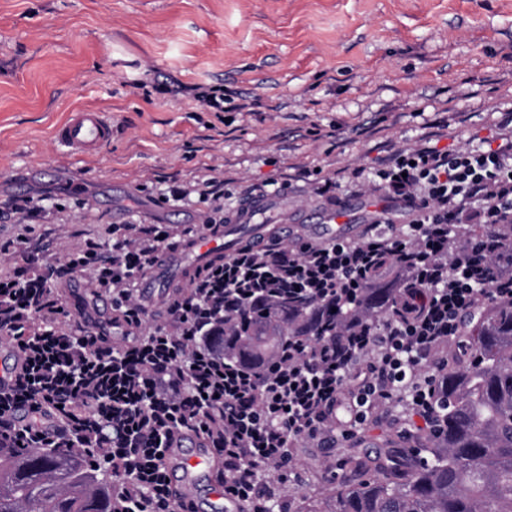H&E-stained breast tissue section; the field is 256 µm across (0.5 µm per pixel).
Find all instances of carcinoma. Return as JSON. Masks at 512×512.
<instances>
[{"mask_svg": "<svg viewBox=\"0 0 512 512\" xmlns=\"http://www.w3.org/2000/svg\"><path fill=\"white\" fill-rule=\"evenodd\" d=\"M69 274L99 275L112 284V250L96 245L63 264ZM391 291L365 292L362 306L388 309ZM306 320L307 304L277 305L279 315L254 305L244 312L240 336L268 358L288 335V307ZM441 397L447 410L437 433L416 448L387 450L349 460L342 486L320 512H512V305L498 306L471 331L455 366L444 373ZM32 443L27 449L0 445V512H112V479L68 450Z\"/></svg>", "mask_w": 512, "mask_h": 512, "instance_id": "obj_1", "label": "carcinoma"}]
</instances>
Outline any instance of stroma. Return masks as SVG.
Wrapping results in <instances>:
<instances>
[{
  "instance_id": "stroma-1",
  "label": "stroma",
  "mask_w": 512,
  "mask_h": 512,
  "mask_svg": "<svg viewBox=\"0 0 512 512\" xmlns=\"http://www.w3.org/2000/svg\"><path fill=\"white\" fill-rule=\"evenodd\" d=\"M220 88L225 117L191 87ZM246 111H236V104ZM100 108L112 144L76 159L53 130L69 113ZM512 108V0H0V279L27 278L124 224H167L184 263L204 221L271 201L264 231L318 224L335 201L315 194L339 181L346 224L367 225L386 207L346 185L369 173L377 143L413 142L454 112L468 121L439 140L457 150L494 131ZM224 183V208L192 193ZM43 200L46 224H18L13 203ZM70 330L85 276L53 283ZM398 402L353 442L295 449L296 484L270 477L275 504L308 512L344 479L343 463L388 446L411 447Z\"/></svg>"
}]
</instances>
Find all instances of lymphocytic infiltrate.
<instances>
[{"label": "lymphocytic infiltrate", "instance_id": "obj_1", "mask_svg": "<svg viewBox=\"0 0 512 512\" xmlns=\"http://www.w3.org/2000/svg\"><path fill=\"white\" fill-rule=\"evenodd\" d=\"M494 145L448 151L418 139L373 167L372 190L410 220L385 217L353 239L315 245L293 237L224 257L220 288H194L173 301L171 320L150 327L111 356L81 348L51 322V289L20 306L0 280V309L24 316L29 341L21 373L0 378V437L21 443L77 424L102 434L82 449L90 465L112 469V512H176L164 455L177 430L203 433L224 460V500L239 512H274L268 475L294 478V448L336 429L355 437L377 408L409 391V407L428 428L442 409L441 366L432 351L455 341L463 317L512 304V113ZM169 228L126 225L113 249L117 266L151 260ZM369 288H393L386 315L369 314ZM311 298L320 314L304 335L285 336L276 361L230 354L242 310L283 297ZM223 303V335L199 323L201 303ZM342 314L337 325L326 310ZM66 396L47 404L49 393Z\"/></svg>", "mask_w": 512, "mask_h": 512}]
</instances>
